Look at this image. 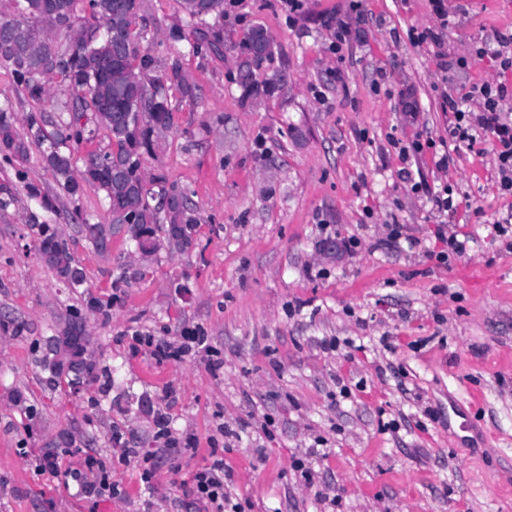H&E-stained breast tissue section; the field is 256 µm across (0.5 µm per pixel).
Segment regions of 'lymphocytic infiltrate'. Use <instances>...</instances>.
I'll list each match as a JSON object with an SVG mask.
<instances>
[{"instance_id": "obj_1", "label": "lymphocytic infiltrate", "mask_w": 512, "mask_h": 512, "mask_svg": "<svg viewBox=\"0 0 512 512\" xmlns=\"http://www.w3.org/2000/svg\"><path fill=\"white\" fill-rule=\"evenodd\" d=\"M363 0H350L345 15L326 18L324 24L334 33L331 51L340 54L361 35L364 20ZM491 59L499 73L498 79L472 84L461 98L445 96L441 107L452 112L454 120L448 127V145L438 155L436 166L448 170L452 152L467 147L476 153H491L497 170L499 195L512 197V83L505 81L512 73V32L494 31L491 41L473 44L465 53L441 60L444 72H461L474 63ZM207 339L194 329L186 330L182 343L163 338L145 337L150 355L158 362H180L193 350L205 348ZM229 472L223 459L212 458L192 475L188 496L199 512H225L229 499L224 494V481ZM85 496L109 498L117 493L112 476L102 461L86 455L82 471L73 473Z\"/></svg>"}]
</instances>
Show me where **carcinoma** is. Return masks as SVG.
Instances as JSON below:
<instances>
[{
  "label": "carcinoma",
  "instance_id": "obj_1",
  "mask_svg": "<svg viewBox=\"0 0 512 512\" xmlns=\"http://www.w3.org/2000/svg\"><path fill=\"white\" fill-rule=\"evenodd\" d=\"M77 0H60V10L40 12L23 21L34 33L8 48L0 46V67L10 70L27 96L44 100L54 81L71 96L70 121L52 131L42 112L25 116L26 131L16 126L13 113L0 111V151L18 166L26 164L37 150L53 171L58 185L76 199L84 185L92 184L104 193L112 215L110 224L76 225L77 232L97 252H109L112 237L122 235L137 250L156 255L172 247V235L180 242L178 251L190 250L201 223L197 205L187 189L163 175L141 177L145 157L153 155L158 139L171 127L173 109L170 98L193 100L192 84L179 60L155 72L154 60L140 54L139 43L147 35L141 0H88V15L76 16ZM186 24H172L168 40L177 45L185 40L184 26L200 25L190 43L194 55L224 48V0H179ZM64 31L69 43L61 47L56 35ZM276 45L261 25L246 29L238 44L236 83L245 102L282 93L288 88L283 69H269ZM57 60L48 71V58ZM263 79H258L259 71ZM92 113L106 129L110 139L107 151H90L81 164L72 152L64 151L67 142L83 135L81 120ZM36 252L41 263L66 287L82 289L87 310L103 322L112 318V297L95 295L84 289V269L70 248L69 239L49 224H32ZM87 333L81 313L64 320L59 335L48 339L42 357L49 370V382L57 388L76 380L94 377L96 363L87 355L78 337Z\"/></svg>",
  "mask_w": 512,
  "mask_h": 512
}]
</instances>
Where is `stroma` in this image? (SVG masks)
<instances>
[{
    "label": "stroma",
    "mask_w": 512,
    "mask_h": 512,
    "mask_svg": "<svg viewBox=\"0 0 512 512\" xmlns=\"http://www.w3.org/2000/svg\"><path fill=\"white\" fill-rule=\"evenodd\" d=\"M224 2L223 52L202 59L165 39L183 17L178 0H143L141 53L160 69L179 57L196 86V100H173V128L144 164L192 191L203 221L188 252L161 251L144 278L113 288L134 245L116 237L102 255L73 228L77 213L111 222L103 192L88 186L70 199L39 155L22 167L0 156V199L10 200L0 208V313L24 327L0 328V512H190L183 484L214 446L241 512H512V249L484 228L512 200L497 191L491 155L460 149L442 172L393 146L447 138L453 114L442 95L496 78L486 59L442 79L439 56L512 28V0L496 15L473 5L454 14L439 46L410 40L433 22L427 0H364L365 32L341 60L322 21L349 0H303L294 17L282 0ZM253 24L273 39L288 91L245 104L233 44ZM405 89L416 117L404 111ZM67 99L54 83L37 105L0 68L1 109L22 117L42 107L65 122ZM404 170L435 189L454 184L471 207L438 213ZM31 184L56 196L55 212L28 195ZM35 218L73 238L87 286L112 296L111 321L88 317L82 339L98 368L111 369L110 393L98 381L77 391L47 382L39 344L83 300L39 261ZM395 222L418 247L388 243ZM441 223L470 240L445 264L435 258ZM350 235L359 247L339 254L335 238ZM187 328L202 330L211 353L179 363L130 354L141 337L176 342ZM18 393L37 407L35 421ZM161 411L173 437L195 438L197 450L172 448L148 495L122 452L159 448ZM64 430L105 462L116 497L94 504L67 489L64 472L37 471Z\"/></svg>",
    "instance_id": "1"
}]
</instances>
